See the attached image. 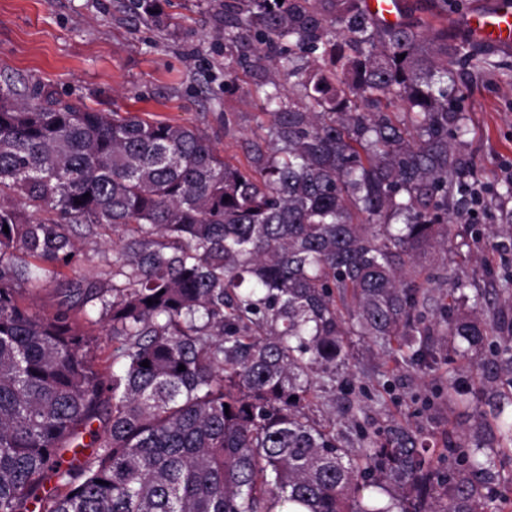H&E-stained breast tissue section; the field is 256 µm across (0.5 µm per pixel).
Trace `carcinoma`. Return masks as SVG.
Instances as JSON below:
<instances>
[{
  "instance_id": "obj_1",
  "label": "carcinoma",
  "mask_w": 512,
  "mask_h": 512,
  "mask_svg": "<svg viewBox=\"0 0 512 512\" xmlns=\"http://www.w3.org/2000/svg\"><path fill=\"white\" fill-rule=\"evenodd\" d=\"M159 3L127 7L158 25ZM434 34L439 62L363 0H224L226 44L253 39L254 62L311 104L272 113L246 167L197 128L0 86V512H490L506 461L486 426L431 448L353 418L352 451L307 413L342 389L350 336L432 358L415 263L451 241L448 139L464 128L448 65L480 62ZM315 53L333 69H306ZM394 102L407 121L381 110ZM114 229L109 269L37 310L33 294ZM464 288L436 324L512 375L508 320L463 311L485 300ZM86 324L114 369H95Z\"/></svg>"
}]
</instances>
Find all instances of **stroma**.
I'll use <instances>...</instances> for the list:
<instances>
[{
    "label": "stroma",
    "mask_w": 512,
    "mask_h": 512,
    "mask_svg": "<svg viewBox=\"0 0 512 512\" xmlns=\"http://www.w3.org/2000/svg\"><path fill=\"white\" fill-rule=\"evenodd\" d=\"M126 0H0V84L41 86L76 106L118 110L206 131L225 160L248 165V149L269 126L264 92L280 76L224 46V0H161L166 28L128 12ZM478 69L453 66L448 107L461 112L467 133L453 141L460 173L448 189L453 240L430 257L433 300H448L450 281L467 294L498 291L512 317V49H485ZM431 366L415 369L366 339L352 342L351 369L364 387L388 373L391 389L374 402L325 394L309 415L335 425L343 445L356 414L368 431L409 423L432 444L472 434L483 407L474 361L459 358L435 328ZM467 384L470 400L450 404L439 391L448 379Z\"/></svg>",
    "instance_id": "stroma-1"
}]
</instances>
